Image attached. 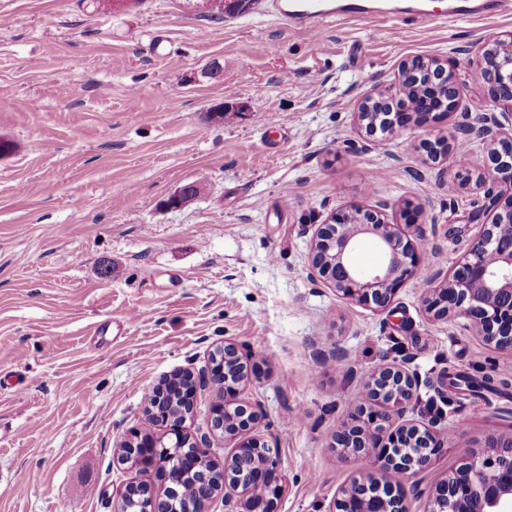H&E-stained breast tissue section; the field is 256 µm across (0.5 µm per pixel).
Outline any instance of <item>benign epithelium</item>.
<instances>
[{"label": "benign epithelium", "mask_w": 512, "mask_h": 512, "mask_svg": "<svg viewBox=\"0 0 512 512\" xmlns=\"http://www.w3.org/2000/svg\"><path fill=\"white\" fill-rule=\"evenodd\" d=\"M475 78L492 102V112L478 123L460 111L464 88L455 67L437 58L415 56L402 63L398 77L387 84L364 90L357 100V125L374 132L370 125L373 109L386 108L389 101L403 98L422 70L443 86V94L425 97L418 111L401 123L390 120L388 131L410 126L432 125L444 117L459 114L457 130L485 145L493 164L488 174H478V193L471 214L479 226L453 266L434 276V286L425 300L427 312L435 319L465 318L475 334L488 346L512 352V33L489 38L481 44L473 61ZM429 160L436 162L448 153L447 140L437 136L423 144ZM386 203L372 207L351 206L332 215L315 230L310 249L312 272L328 282L343 298L375 309H385L402 285L419 271L427 247L405 238L400 225L385 222ZM372 238L381 262L370 268L357 266L352 259L360 237ZM259 367L243 353L240 345L226 340L209 356L204 373L191 369L168 376L180 384L182 407L179 418L160 408V400L148 407L147 415L166 427V435L186 441L196 448L197 460L209 457L211 436L220 432L236 440L224 467L214 466L223 480L218 488L203 481L204 488L193 512H211L217 499L224 506L235 502L238 512H276L283 491L276 446L254 434L263 420L260 405L247 404L242 387ZM216 391L211 406V434L194 438L184 432L187 418L195 410V397L203 387ZM420 380L403 365L384 363L365 380L371 396L368 407L351 408L333 447L342 457L370 458L399 475L402 482L387 493L372 495L370 473L362 474L344 489L336 501L337 512H410L407 484L427 468L449 437L433 430L431 424L394 422L406 416L418 395ZM144 433L135 432L123 441L129 450L125 463L137 466L139 445ZM151 467L163 473L161 481L172 482L168 448L159 439H149ZM485 451L470 453L466 461L436 488L430 512H512V434L494 433L484 444ZM142 512H163L165 494L152 486L141 490Z\"/></svg>", "instance_id": "obj_1"}]
</instances>
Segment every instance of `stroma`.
I'll return each mask as SVG.
<instances>
[{"instance_id":"35a3bbf8","label":"stroma","mask_w":512,"mask_h":512,"mask_svg":"<svg viewBox=\"0 0 512 512\" xmlns=\"http://www.w3.org/2000/svg\"><path fill=\"white\" fill-rule=\"evenodd\" d=\"M512 32V10L400 26L333 19L319 41L287 29L262 0L206 20L197 0H0V512H113L138 473L112 450L150 427L147 396L164 376L202 371L232 340L259 362L243 396L284 475L276 512H334L371 459L341 457L332 437L368 404L380 363L421 379L409 419L454 440L410 488L411 512L494 432L512 429V388L449 393V373L512 381V355L467 321L434 320L424 299L476 231L475 184L454 155L430 162L423 140L456 144L453 119L368 136L359 91L421 55L453 63L479 118L491 104L467 53ZM162 40L164 54L153 50ZM220 77L204 72L212 62ZM223 105L224 119L206 122ZM178 209L167 196L187 183ZM385 202L389 223L428 246L391 306L342 298L311 277L313 234L334 211ZM421 207L406 224L404 203ZM56 226L60 235L48 234Z\"/></svg>"}]
</instances>
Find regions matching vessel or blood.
<instances>
[{"label":"vessel or blood","mask_w":512,"mask_h":512,"mask_svg":"<svg viewBox=\"0 0 512 512\" xmlns=\"http://www.w3.org/2000/svg\"><path fill=\"white\" fill-rule=\"evenodd\" d=\"M512 0H266V10L286 27L317 37L333 17L390 16L408 25L426 18H471L501 12Z\"/></svg>","instance_id":"obj_1"}]
</instances>
